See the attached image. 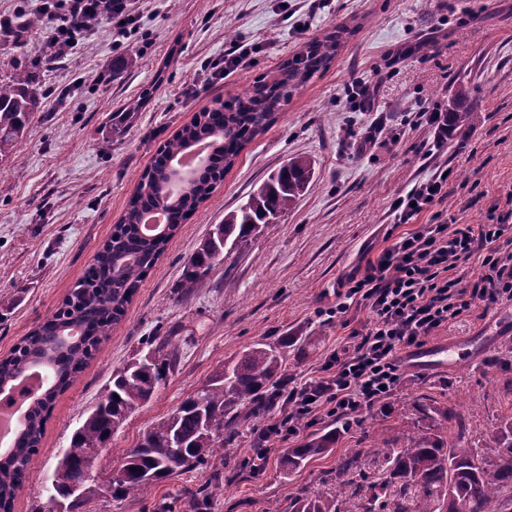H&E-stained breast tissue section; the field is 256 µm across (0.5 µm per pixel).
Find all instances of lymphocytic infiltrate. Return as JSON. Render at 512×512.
Instances as JSON below:
<instances>
[{
	"instance_id": "f902f5d3",
	"label": "lymphocytic infiltrate",
	"mask_w": 512,
	"mask_h": 512,
	"mask_svg": "<svg viewBox=\"0 0 512 512\" xmlns=\"http://www.w3.org/2000/svg\"><path fill=\"white\" fill-rule=\"evenodd\" d=\"M130 0H16L11 13L0 14V43L9 44L14 21L27 11L42 14L45 52L39 64L68 55L85 38L83 19L104 23L118 35L131 34L136 20ZM447 166H436L391 205L393 221L408 225L363 270L341 278L337 303L328 316L344 315L366 305L371 319L352 330V347L335 354L319 380L293 389L296 416L265 420L264 440H285L312 426L314 413L356 423L363 408L389 398L401 383L402 351L421 349L429 336L456 322L479 303H512V225L451 224L437 206L447 195ZM482 253L480 272L462 282L460 260Z\"/></svg>"
}]
</instances>
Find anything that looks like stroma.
Instances as JSON below:
<instances>
[{
  "instance_id": "35a3bbf8",
  "label": "stroma",
  "mask_w": 512,
  "mask_h": 512,
  "mask_svg": "<svg viewBox=\"0 0 512 512\" xmlns=\"http://www.w3.org/2000/svg\"><path fill=\"white\" fill-rule=\"evenodd\" d=\"M138 18L135 52L119 49L109 28L43 68L41 107L14 152L0 161V295L13 298L0 313V357L49 316L82 278L124 214L142 174L159 148L191 118L218 101L252 89L259 77L305 49L341 33L335 59L294 92L275 121L240 153L224 180L168 242L155 267L83 373L58 395L25 490L13 512H41L45 481L112 381V374L144 348L147 337H184L182 355L167 385L133 413L92 466L105 480L144 431L197 392L225 362L258 343L301 338L303 354L289 358L288 388L318 378L342 350L350 330L370 320L353 309L346 321L325 320L335 306L339 279L386 247L390 206L433 165L449 164L457 177L441 203L449 223L486 224L492 209L507 211L512 192V0H131ZM256 42L250 64L227 78L207 63L223 60L234 44ZM431 42L426 53L409 46ZM384 76L374 112L352 107L344 88L351 78ZM155 91L133 124L113 135V112ZM466 88L473 126L455 133L432 164L421 159L431 131L407 120L420 105L447 104ZM314 162V185L258 236L225 250L223 261L194 289L178 285L187 260L225 213L286 161ZM508 303L477 306L459 322L429 337V344L478 346L477 359L431 370L403 367L402 383L384 406L364 408L358 425L318 413L313 428L274 443L258 473L240 466L258 446L261 418L241 421L226 460L224 492L209 512H288L300 493L327 491L338 460L364 450L362 473L385 474L374 449L380 434L401 436L403 408L418 403L454 407L482 443L512 414V337L491 332ZM335 431L329 454L287 472L285 453L312 433ZM207 473L163 480L126 499L104 496L88 512H185L188 492Z\"/></svg>"
}]
</instances>
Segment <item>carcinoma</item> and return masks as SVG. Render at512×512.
Here are the masks:
<instances>
[{
  "instance_id": "carcinoma-1",
  "label": "carcinoma",
  "mask_w": 512,
  "mask_h": 512,
  "mask_svg": "<svg viewBox=\"0 0 512 512\" xmlns=\"http://www.w3.org/2000/svg\"><path fill=\"white\" fill-rule=\"evenodd\" d=\"M43 25L40 15L28 14L19 19L17 37L22 39ZM339 39L336 33L310 43L260 77L252 91L208 112L167 140L142 175L141 191L130 199L125 215L83 277L50 316L0 359V382L15 383L36 366L50 374L40 396L29 403L25 423L17 429L10 451L0 455V512H12L14 500L26 486L29 460L39 448L57 395L81 374L112 326L122 319L126 305L179 224L210 197L222 180L221 172L230 169L244 146L269 126L279 105L332 62ZM37 79V67L25 60L16 65L8 81L0 80V156L4 158L13 151L38 108ZM152 93L153 89L147 88L121 111L112 113L113 134L130 126ZM466 100V92L461 90L448 103V131L471 126L473 109ZM202 143L211 152L210 169L197 177L188 193L166 198L168 232L157 237L146 234L142 215L155 207L167 184L168 162ZM313 175L312 160L294 156L239 208L224 214V222L213 225L185 266L182 293L193 292L227 246L275 223L309 189ZM295 343L296 339L285 337L274 345L258 344L243 350L236 361L149 427L137 446L126 450L118 475L104 484L87 475L89 466L112 434L166 385L179 362L182 345L178 337H157L149 342L146 355L112 373V384L61 453L54 475L66 482L80 481L79 492L70 500V512H86L105 488L115 498L136 496L173 475L203 471L214 460H224L240 417H257L281 402L292 403L282 367L288 347ZM436 430V434L411 436L398 448L384 449L388 476L380 484L356 479L363 451L342 458L336 468V493L299 496L292 512H340L339 499L343 497L361 501L362 512H512V416L500 420L485 447L466 441L467 428L462 421L452 434L446 426ZM334 442L335 434L327 431L291 449L285 458L288 472L324 455ZM66 482L59 484L62 496L67 493ZM222 492V481L210 477L194 492L190 512H204L211 498Z\"/></svg>"
}]
</instances>
